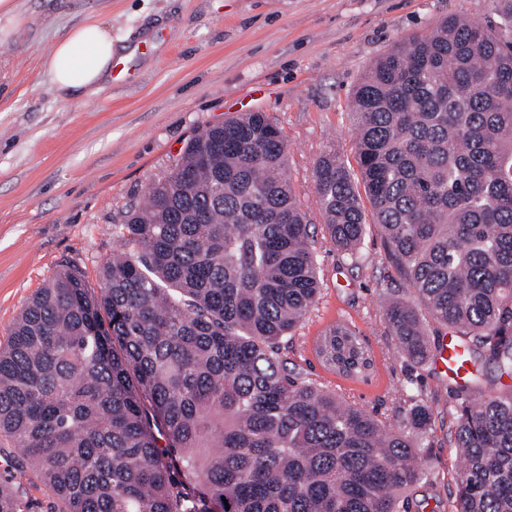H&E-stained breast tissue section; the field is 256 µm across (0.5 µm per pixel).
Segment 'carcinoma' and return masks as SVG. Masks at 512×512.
I'll use <instances>...</instances> for the list:
<instances>
[{
    "instance_id": "cac0c4a2",
    "label": "carcinoma",
    "mask_w": 512,
    "mask_h": 512,
    "mask_svg": "<svg viewBox=\"0 0 512 512\" xmlns=\"http://www.w3.org/2000/svg\"><path fill=\"white\" fill-rule=\"evenodd\" d=\"M397 41L351 96L359 178L336 151L313 167L325 238L356 264L384 233L415 301L383 311L407 358L426 323L471 364L512 378V0ZM92 288L61 266L0 347V446L57 512H412L433 414L398 389L396 426L308 377L295 341L319 304L316 241L282 129L236 115L186 144ZM328 372H376L340 316L311 341ZM448 512H512V388L454 406ZM24 491L0 476V512Z\"/></svg>"
}]
</instances>
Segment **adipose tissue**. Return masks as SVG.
Segmentation results:
<instances>
[{"instance_id":"ef3b65f1","label":"adipose tissue","mask_w":512,"mask_h":512,"mask_svg":"<svg viewBox=\"0 0 512 512\" xmlns=\"http://www.w3.org/2000/svg\"><path fill=\"white\" fill-rule=\"evenodd\" d=\"M114 57L111 26L90 14L56 40L43 67L58 97L93 98L104 90Z\"/></svg>"}]
</instances>
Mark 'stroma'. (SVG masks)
<instances>
[{
    "mask_svg": "<svg viewBox=\"0 0 512 512\" xmlns=\"http://www.w3.org/2000/svg\"><path fill=\"white\" fill-rule=\"evenodd\" d=\"M27 19L0 43V345L30 297L65 262L97 285L117 250L115 226L166 175L187 141L243 112L282 128L288 166L316 240L327 288L303 329L312 337L344 313L387 367L344 383L349 401L375 412L387 385L421 395L434 413L419 461L431 481L413 493L423 512H448L457 458L452 379L433 361L415 363L384 336L391 299L413 300L379 225L368 224L350 263L321 233L315 161L336 149L354 159L348 114L353 88L395 41L423 35L447 17L480 22L489 0H18ZM112 27L119 76L99 97H56L43 58L85 15Z\"/></svg>",
    "mask_w": 512,
    "mask_h": 512,
    "instance_id": "35a3bbf8",
    "label": "stroma"
}]
</instances>
